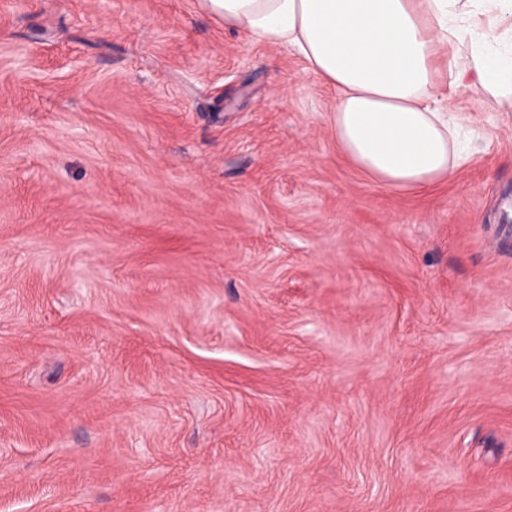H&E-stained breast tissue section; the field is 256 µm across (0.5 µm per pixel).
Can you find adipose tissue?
<instances>
[{
	"label": "adipose tissue",
	"instance_id": "1",
	"mask_svg": "<svg viewBox=\"0 0 512 512\" xmlns=\"http://www.w3.org/2000/svg\"><path fill=\"white\" fill-rule=\"evenodd\" d=\"M254 41L295 49L337 90L342 151L380 184L423 191L462 159L442 104L456 82L512 109V0H201Z\"/></svg>",
	"mask_w": 512,
	"mask_h": 512
}]
</instances>
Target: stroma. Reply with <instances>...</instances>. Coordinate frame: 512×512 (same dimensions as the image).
<instances>
[{
  "label": "stroma",
  "instance_id": "stroma-1",
  "mask_svg": "<svg viewBox=\"0 0 512 512\" xmlns=\"http://www.w3.org/2000/svg\"><path fill=\"white\" fill-rule=\"evenodd\" d=\"M416 193L199 0H0V512H512V112Z\"/></svg>",
  "mask_w": 512,
  "mask_h": 512
}]
</instances>
